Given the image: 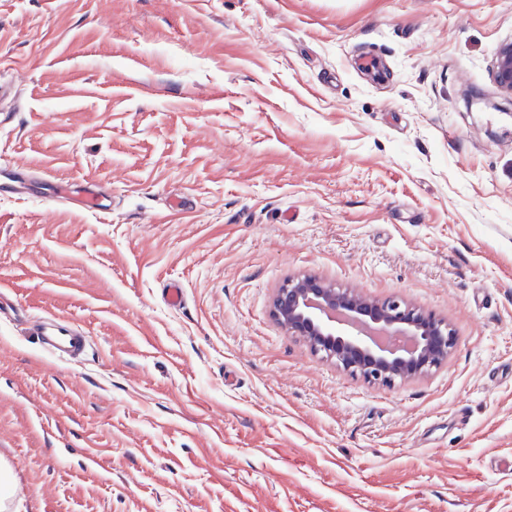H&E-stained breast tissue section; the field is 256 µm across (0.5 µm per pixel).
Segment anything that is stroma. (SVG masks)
Wrapping results in <instances>:
<instances>
[{"label":"stroma","instance_id":"35a3bbf8","mask_svg":"<svg viewBox=\"0 0 512 512\" xmlns=\"http://www.w3.org/2000/svg\"><path fill=\"white\" fill-rule=\"evenodd\" d=\"M508 41L512 0H0L10 512H512ZM304 274L457 347L350 377L270 315ZM493 77L504 94L512 95V41L498 48ZM31 334L38 338L41 336L43 349L52 356L78 361L83 359L88 351L89 343L86 336L69 321L56 319L43 326L36 323Z\"/></svg>","mask_w":512,"mask_h":512}]
</instances>
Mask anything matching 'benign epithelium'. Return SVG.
<instances>
[{"mask_svg":"<svg viewBox=\"0 0 512 512\" xmlns=\"http://www.w3.org/2000/svg\"><path fill=\"white\" fill-rule=\"evenodd\" d=\"M493 77L512 95V41L498 48ZM270 312L315 354L383 386L427 375L448 360L457 341L448 321L402 298L370 299L316 276L287 280Z\"/></svg>","mask_w":512,"mask_h":512,"instance_id":"obj_1","label":"benign epithelium"}]
</instances>
